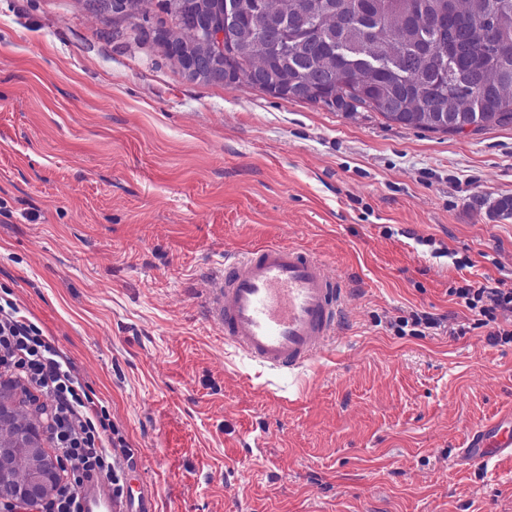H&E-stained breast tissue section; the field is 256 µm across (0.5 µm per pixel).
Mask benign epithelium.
<instances>
[{
    "label": "benign epithelium",
    "mask_w": 512,
    "mask_h": 512,
    "mask_svg": "<svg viewBox=\"0 0 512 512\" xmlns=\"http://www.w3.org/2000/svg\"><path fill=\"white\" fill-rule=\"evenodd\" d=\"M86 10L97 16L121 23L126 15L122 0H83ZM196 36V41L208 52L180 66L183 78L192 83L236 85L241 75L230 69L225 61L224 29L209 8L201 4L184 19ZM257 88L288 91V75L270 71L249 74ZM36 405L26 399L22 390L12 382L0 380V431L8 438L0 443V500L39 504L60 481L64 465L61 459L33 442L32 421L38 419Z\"/></svg>",
    "instance_id": "benign-epithelium-1"
}]
</instances>
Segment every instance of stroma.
Segmentation results:
<instances>
[{
    "instance_id": "stroma-1",
    "label": "stroma",
    "mask_w": 512,
    "mask_h": 512,
    "mask_svg": "<svg viewBox=\"0 0 512 512\" xmlns=\"http://www.w3.org/2000/svg\"><path fill=\"white\" fill-rule=\"evenodd\" d=\"M104 28L77 0H0V296L108 411L133 491L154 512H512V460L466 446L512 415V345L449 293L512 278V126L193 84ZM267 243L348 288L337 342L290 377L200 307ZM416 311L440 327L399 333Z\"/></svg>"
}]
</instances>
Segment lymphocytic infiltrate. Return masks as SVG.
Masks as SVG:
<instances>
[{
	"instance_id": "1",
	"label": "lymphocytic infiltrate",
	"mask_w": 512,
	"mask_h": 512,
	"mask_svg": "<svg viewBox=\"0 0 512 512\" xmlns=\"http://www.w3.org/2000/svg\"><path fill=\"white\" fill-rule=\"evenodd\" d=\"M459 304L474 313L479 325L488 327L496 344H512V287L463 283L451 288ZM0 372L32 394L49 401L45 432L69 471L59 482L41 512H79V489L93 475L107 480L113 496L123 498L126 473L113 450L125 440L104 409L98 408L71 372L42 329L21 315L13 299L0 297Z\"/></svg>"
}]
</instances>
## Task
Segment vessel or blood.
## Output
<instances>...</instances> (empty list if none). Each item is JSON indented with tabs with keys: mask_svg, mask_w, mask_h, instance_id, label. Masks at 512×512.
Instances as JSON below:
<instances>
[{
	"mask_svg": "<svg viewBox=\"0 0 512 512\" xmlns=\"http://www.w3.org/2000/svg\"><path fill=\"white\" fill-rule=\"evenodd\" d=\"M344 288L325 263L305 251L264 244L244 258H225L205 296L207 319L225 341L250 360L278 373L304 369L333 340ZM476 455H512V418L473 433ZM81 512H128L99 477L79 492Z\"/></svg>",
	"mask_w": 512,
	"mask_h": 512,
	"instance_id": "1",
	"label": "vessel or blood"
}]
</instances>
